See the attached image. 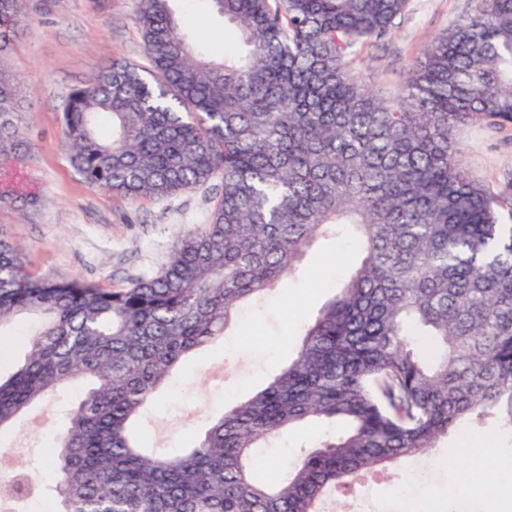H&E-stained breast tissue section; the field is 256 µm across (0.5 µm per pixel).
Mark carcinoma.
<instances>
[{
  "label": "carcinoma",
  "instance_id": "cac0c4a2",
  "mask_svg": "<svg viewBox=\"0 0 512 512\" xmlns=\"http://www.w3.org/2000/svg\"><path fill=\"white\" fill-rule=\"evenodd\" d=\"M26 2L0 0V53ZM172 2L140 0L147 65L114 61L74 89L63 132L97 190L164 199L220 180L210 220L160 270L117 288L33 275L0 239V327L39 320L24 360L0 374V430L61 385H86L51 484L38 485L52 512H324L463 421L498 417L512 446V224L455 139L477 120L512 123V0H476L392 99L352 65L407 0H208L237 36L219 59L200 53ZM24 111L1 68L0 160L21 146ZM341 228L361 261L295 357L192 447L145 451L134 424L180 363ZM304 422L345 431L256 479V449Z\"/></svg>",
  "mask_w": 512,
  "mask_h": 512
}]
</instances>
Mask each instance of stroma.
<instances>
[{
  "mask_svg": "<svg viewBox=\"0 0 512 512\" xmlns=\"http://www.w3.org/2000/svg\"><path fill=\"white\" fill-rule=\"evenodd\" d=\"M139 2L29 0V20L0 56V67L16 78L30 103L22 158L11 168L33 198L29 204H0V238L18 246L31 273L123 286L143 272L159 270L172 242L192 225L206 223L216 204L205 186L164 200H125L89 187L69 164L62 113L72 89L90 82L113 60L146 62L136 22ZM471 6L472 0H407L391 32L364 47L356 76L393 95L425 43L460 21ZM175 10L182 27L208 51L233 46L231 33L207 0H177ZM456 138L469 176L512 202V126L476 121L461 127ZM353 251L347 239H321L297 274L277 283L262 302L244 305L224 339L187 361L145 408L136 423L145 446L160 454L189 447L213 415L264 386L278 364L295 356L303 325L342 287L350 272L343 257ZM81 394L78 384H64L28 421L0 433V448L11 450L30 472L46 475L54 438ZM325 435L321 428H300L272 440L255 458L257 478L267 479L297 462ZM499 440L494 420L462 425L426 455L401 461L392 478L361 482L368 512L426 510L434 502L441 512H484L448 496L447 489L471 468L462 452L465 442Z\"/></svg>",
  "mask_w": 512,
  "mask_h": 512,
  "instance_id": "obj_1",
  "label": "stroma"
}]
</instances>
